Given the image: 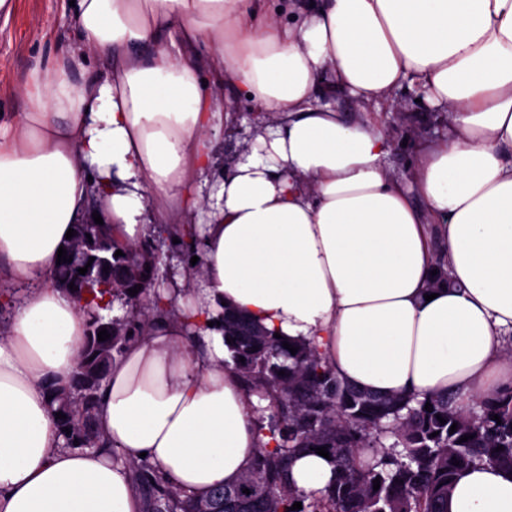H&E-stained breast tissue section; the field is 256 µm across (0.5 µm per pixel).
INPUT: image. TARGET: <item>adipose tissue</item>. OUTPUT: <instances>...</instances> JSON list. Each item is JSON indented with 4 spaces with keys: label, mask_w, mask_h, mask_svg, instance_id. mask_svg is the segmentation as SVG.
I'll list each match as a JSON object with an SVG mask.
<instances>
[{
    "label": "adipose tissue",
    "mask_w": 512,
    "mask_h": 512,
    "mask_svg": "<svg viewBox=\"0 0 512 512\" xmlns=\"http://www.w3.org/2000/svg\"><path fill=\"white\" fill-rule=\"evenodd\" d=\"M75 0L71 51L32 70L27 112L0 120V286L25 293L0 336V512H141L126 467L147 456L197 493L240 478L259 447L255 399L209 321L243 313L322 350L379 396L469 399L512 388V0ZM104 72L89 74V59ZM211 84H204L202 70ZM236 86L268 122L199 177ZM422 90L448 116L409 183L384 132L322 92L395 111ZM96 207L124 243L207 210L191 319L160 315L113 361L97 424L107 451L65 448L47 387L66 386L83 305L51 278L66 232ZM446 264L449 284L431 289ZM121 462H113V453ZM294 484L326 486L323 456ZM448 512H512V473L465 470Z\"/></svg>",
    "instance_id": "adipose-tissue-1"
}]
</instances>
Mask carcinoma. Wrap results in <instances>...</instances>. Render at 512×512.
<instances>
[{
    "instance_id": "cac0c4a2",
    "label": "carcinoma",
    "mask_w": 512,
    "mask_h": 512,
    "mask_svg": "<svg viewBox=\"0 0 512 512\" xmlns=\"http://www.w3.org/2000/svg\"><path fill=\"white\" fill-rule=\"evenodd\" d=\"M64 246L84 259L106 254L111 266L104 280L113 283L129 307L117 320L110 338L98 340L108 328L100 305H85V342L71 382L51 386V409L66 418L57 420L67 448L106 447L95 420L112 360L132 339L149 327L154 305L129 290L156 280L154 252H137L116 241L108 224H76ZM123 255L115 256L116 251ZM79 266H56L59 286L74 284L82 297ZM229 359L224 364L240 376L248 396L269 405L258 409L259 432L269 438L258 448L247 472L210 492L220 512H445L457 476L480 463L512 471V390L481 398L475 409L462 412L446 395L421 400L393 394L375 396L345 385L329 365L325 353L312 344L283 347L258 323L230 310L222 317ZM430 410H425L426 404ZM499 416L500 421L493 420ZM444 418L442 424L439 418ZM454 433H449L451 426ZM471 436L461 441L464 436ZM387 438L393 439L389 446ZM504 446L496 451L498 446ZM324 447L334 468L323 489L305 492L289 479V464L310 448ZM459 464H453V460ZM131 481L143 504L142 512H198L202 496L168 480L147 460L128 462ZM380 479L379 490L374 480ZM250 493H244V490Z\"/></svg>"
}]
</instances>
